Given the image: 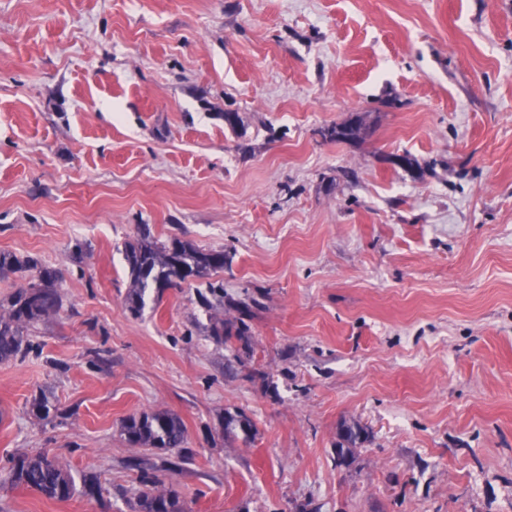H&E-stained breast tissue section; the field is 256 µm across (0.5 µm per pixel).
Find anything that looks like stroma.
Here are the masks:
<instances>
[{
	"label": "stroma",
	"mask_w": 512,
	"mask_h": 512,
	"mask_svg": "<svg viewBox=\"0 0 512 512\" xmlns=\"http://www.w3.org/2000/svg\"><path fill=\"white\" fill-rule=\"evenodd\" d=\"M355 112L362 141L322 137ZM144 231L228 254L257 302L234 369L204 281L128 310ZM1 251L60 271L63 308L0 362V459L105 491L0 512H133L120 423L154 410L189 512H512V0H0ZM344 420L369 439L340 468ZM256 432L254 423L244 414H224V436L225 438H238L240 435L243 439H251Z\"/></svg>",
	"instance_id": "obj_1"
}]
</instances>
